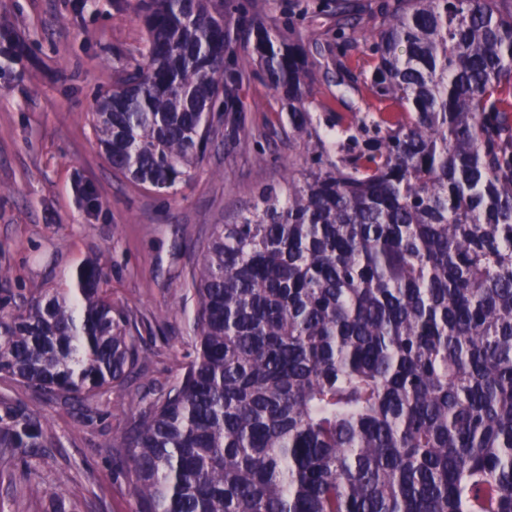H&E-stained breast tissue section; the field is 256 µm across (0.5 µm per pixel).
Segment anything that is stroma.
I'll list each match as a JSON object with an SVG mask.
<instances>
[{"label":"stroma","instance_id":"stroma-1","mask_svg":"<svg viewBox=\"0 0 512 512\" xmlns=\"http://www.w3.org/2000/svg\"><path fill=\"white\" fill-rule=\"evenodd\" d=\"M319 0H253L273 29L292 5H306L310 43L332 41L335 19ZM0 0V19L26 39L33 61L0 90V266L10 271L0 296L20 301L61 285L87 257L103 255L113 303L135 318L146 359L124 384L96 394L83 407L50 400L7 380L0 393L35 411L51 435L47 448L0 457V512H43L26 493L30 477L53 482L81 512H134V476L126 449L111 441L143 411L144 401L172 387L195 357L197 304L190 273L212 225L234 223L259 191L278 184L305 147L288 128V112L258 76L241 91L248 110L238 142H215L175 196L134 185L101 154L87 114L100 92L116 83L143 49L136 0ZM309 96L351 118L364 107L357 93H339L314 68ZM265 162H257V154ZM95 184L102 209L87 215L76 179Z\"/></svg>","mask_w":512,"mask_h":512}]
</instances>
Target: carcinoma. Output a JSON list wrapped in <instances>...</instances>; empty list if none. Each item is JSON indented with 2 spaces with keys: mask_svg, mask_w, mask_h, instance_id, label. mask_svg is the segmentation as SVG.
Masks as SVG:
<instances>
[{
  "mask_svg": "<svg viewBox=\"0 0 512 512\" xmlns=\"http://www.w3.org/2000/svg\"><path fill=\"white\" fill-rule=\"evenodd\" d=\"M139 0L141 60L90 122L112 170L170 193L236 133L258 67L306 156L191 273L196 357L114 448L136 512H512V0H330L343 124L309 47L243 0ZM365 62L354 67L352 57ZM31 49L0 22V77ZM325 127L326 133L319 131ZM84 211L102 208L83 182ZM99 255L0 304V376L83 403L145 359ZM0 397V452L45 448ZM46 512H77L62 495ZM312 80L309 84V96L319 105H325L326 111L321 112H338L339 115L345 119H351L354 112L351 111L355 108H365V101L360 98L356 92H345L344 102L336 99V95L340 93L334 85L336 74L333 78L327 80L324 77V70L318 66H313Z\"/></svg>",
  "mask_w": 512,
  "mask_h": 512,
  "instance_id": "carcinoma-1",
  "label": "carcinoma"
}]
</instances>
